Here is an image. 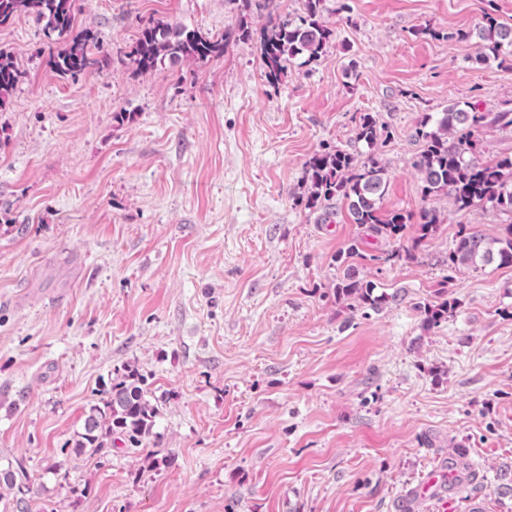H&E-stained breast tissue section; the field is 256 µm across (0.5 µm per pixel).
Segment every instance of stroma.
Masks as SVG:
<instances>
[{"instance_id":"1","label":"stroma","mask_w":512,"mask_h":512,"mask_svg":"<svg viewBox=\"0 0 512 512\" xmlns=\"http://www.w3.org/2000/svg\"><path fill=\"white\" fill-rule=\"evenodd\" d=\"M302 4L82 0L112 63L74 80L46 67L30 17L0 27L27 73L0 110V465L25 466L27 512H512V267L448 266L460 225L512 215L440 197L417 241L413 166L423 113L512 107V61L473 63L456 37L489 8L512 25V0H324L333 44L275 87L253 40L147 74L126 56L151 21L217 34ZM364 113L391 133L374 155L383 210L410 216L397 241L364 236L342 201L326 221L297 202L313 154L361 152ZM355 238L361 258L338 262ZM349 268L386 302H336ZM447 297L456 311L425 329L422 306ZM127 364L163 402L167 466L64 451ZM458 445L468 476L403 508Z\"/></svg>"}]
</instances>
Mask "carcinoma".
<instances>
[{"label":"carcinoma","mask_w":512,"mask_h":512,"mask_svg":"<svg viewBox=\"0 0 512 512\" xmlns=\"http://www.w3.org/2000/svg\"><path fill=\"white\" fill-rule=\"evenodd\" d=\"M324 0H304L302 13L292 18H269L255 29L245 20L235 32L215 37L199 30L172 26L162 20L144 26L127 53L135 70L151 72L167 63L204 61L224 55L228 40L256 39L267 81L280 83L288 66L299 61L305 65L321 58L333 40V30L323 19ZM79 0H0V27L25 14L42 27L47 38L57 37L48 45L46 65L61 79L76 78L101 71L109 64L91 29L77 24ZM476 59L486 61L512 56V25L486 12L477 31ZM25 71L13 55L0 49V109L5 107L13 91L23 81ZM490 122L502 129H512V109L488 115L476 108L458 103L443 112L427 113L416 128L422 142L414 167L421 175L422 197L441 196L452 199L459 211L477 206H490L512 212V155H504L484 163L475 156L473 134ZM390 137L389 131L365 113L356 126L357 141L374 149L378 141ZM307 195L298 203L307 209L325 207L339 199L348 206L353 223L377 236L398 240L402 237L409 215L401 211L386 212L380 202L386 192L385 169L369 154L363 160L336 149L312 155L306 163ZM435 210L424 208L419 213L418 237L421 242L438 229ZM496 264L512 266V224H506L494 236L463 226L455 247L448 255L450 268ZM375 286L356 279L351 270L334 290L336 301L354 300L361 307L376 309L384 296L374 294ZM457 302L448 299L424 307L423 324L431 329L448 318ZM161 416L158 402L150 398L146 377L125 365L115 370L109 385L98 391V398L84 418L70 452L105 457L112 445L120 441L134 450H145L158 442L157 419ZM28 475L22 463L0 469V490L22 492Z\"/></svg>","instance_id":"obj_1"}]
</instances>
